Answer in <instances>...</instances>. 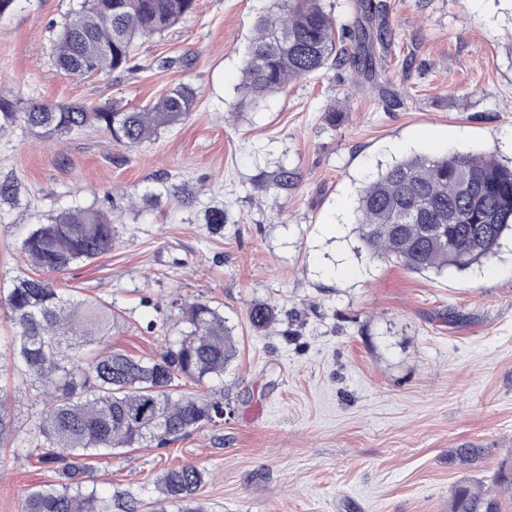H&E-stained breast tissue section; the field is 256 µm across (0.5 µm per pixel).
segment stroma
Here are the masks:
<instances>
[{
    "label": "stroma",
    "mask_w": 512,
    "mask_h": 512,
    "mask_svg": "<svg viewBox=\"0 0 512 512\" xmlns=\"http://www.w3.org/2000/svg\"><path fill=\"white\" fill-rule=\"evenodd\" d=\"M382 2L393 37L373 52L390 83L330 66L241 110L243 57L274 0H197L142 40L133 69L85 79L51 59L75 0H16L0 21V86L24 101L133 110L181 83L198 91L189 117L134 149L94 128L46 144L19 128L0 135V180L22 188L0 206V290L33 272L26 225L94 205L117 227L112 251L55 281L114 303L118 348L160 353L178 334L175 300L220 307L237 340V359L203 387L223 400V424L91 460L112 512L129 494L156 499L162 471L184 463L207 473L202 512H449L464 481L512 512V493L492 484L512 459V237L470 269L412 273L372 255L353 214L364 182L412 156L512 165V0ZM166 182L188 185L193 205L163 195L139 206ZM216 205L224 224L213 231L204 210ZM258 301L278 313L261 330L247 317ZM12 349L0 308V512H20L29 490L55 480L28 452L44 403ZM452 448L484 456L463 469Z\"/></svg>",
    "instance_id": "stroma-1"
}]
</instances>
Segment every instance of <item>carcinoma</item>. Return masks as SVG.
Segmentation results:
<instances>
[{"label":"carcinoma","mask_w":512,"mask_h":512,"mask_svg":"<svg viewBox=\"0 0 512 512\" xmlns=\"http://www.w3.org/2000/svg\"><path fill=\"white\" fill-rule=\"evenodd\" d=\"M196 0H78L59 26L52 64L77 79L131 68L140 40L160 35L192 13ZM281 12L257 22L241 71L240 106L280 92L289 84L352 63L373 77L368 54L350 58L344 37L318 0H281ZM366 25L351 33L360 48L384 42L392 31L372 28L373 5H361ZM197 91L178 84L143 109L130 112L114 103L58 104L37 101L21 107L0 95V133L21 120L42 141L94 126L112 141L137 147L193 111ZM20 185L0 181V202L20 196ZM359 237L373 254L424 273L462 271L495 254L512 231V168L489 156L454 153L415 156L379 173L360 191ZM116 230L110 215L94 206L73 205L34 224L22 250L42 277H18L0 307L13 325V362L31 387L49 396L29 439L57 481L31 490L21 512H112V500L90 483L87 459L147 441L164 442L202 424L224 419V405L182 387L224 376L237 345L224 314L207 301L179 304L180 337L155 357H134L109 336L115 312L109 302H79L54 285L51 274L112 250ZM275 308L255 302L248 319L257 329L275 320ZM481 448H453L448 459L469 468ZM206 472L190 464L169 467L157 480L160 497L148 512H199L195 495ZM497 486L512 488V460L494 474ZM450 512H501L498 499L468 484L457 485Z\"/></svg>","instance_id":"obj_1"}]
</instances>
